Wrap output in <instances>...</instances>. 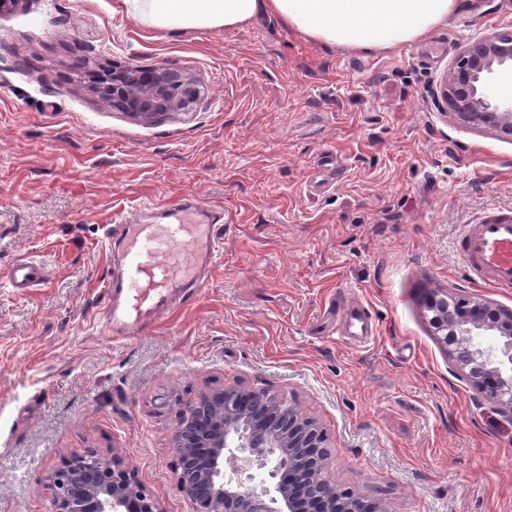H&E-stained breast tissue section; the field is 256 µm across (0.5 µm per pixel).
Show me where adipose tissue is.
<instances>
[{
    "mask_svg": "<svg viewBox=\"0 0 512 512\" xmlns=\"http://www.w3.org/2000/svg\"><path fill=\"white\" fill-rule=\"evenodd\" d=\"M139 24L178 35L233 29L262 17L316 45L378 52L429 37L463 0H125Z\"/></svg>",
    "mask_w": 512,
    "mask_h": 512,
    "instance_id": "adipose-tissue-1",
    "label": "adipose tissue"
}]
</instances>
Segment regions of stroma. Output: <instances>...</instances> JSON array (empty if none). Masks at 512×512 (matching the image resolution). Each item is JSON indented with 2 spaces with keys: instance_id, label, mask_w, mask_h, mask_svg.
Listing matches in <instances>:
<instances>
[{
  "instance_id": "obj_1",
  "label": "stroma",
  "mask_w": 512,
  "mask_h": 512,
  "mask_svg": "<svg viewBox=\"0 0 512 512\" xmlns=\"http://www.w3.org/2000/svg\"><path fill=\"white\" fill-rule=\"evenodd\" d=\"M509 27L512 0H465L425 41L357 53L267 18L158 38L120 0L0 13V271L34 254L50 270L33 295L0 287V512H50L48 474L88 448L165 512H196L171 433L232 379L319 421L332 480L388 512H512V420L424 312L438 288L512 308L454 246L512 207V138L434 99L462 44ZM163 63L198 78L189 111L145 123L90 90L93 70ZM183 192L230 216L221 261L150 334L112 343L89 322L104 227ZM331 300L340 318L365 306L370 347L330 336Z\"/></svg>"
}]
</instances>
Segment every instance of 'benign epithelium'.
I'll list each match as a JSON object with an SVG mask.
<instances>
[{
	"label": "benign epithelium",
	"instance_id": "1",
	"mask_svg": "<svg viewBox=\"0 0 512 512\" xmlns=\"http://www.w3.org/2000/svg\"><path fill=\"white\" fill-rule=\"evenodd\" d=\"M511 78L512 29H504L464 44L440 97L460 121L511 136L512 105L489 92L490 83ZM95 90L105 106L143 121L189 109L200 92L194 75L165 64L104 74ZM427 312L439 341L456 343V366H480L471 383L512 419V402L499 398L512 388V309L463 301L450 311L448 291L439 289ZM474 336L495 337L494 354H485ZM171 441L179 457V485L196 512H386L383 504L338 488L326 472L322 424L262 388L234 381L202 394L179 413ZM268 448L285 459L272 471V490L228 475L229 458L262 468L268 459L262 450ZM48 479L56 489L53 512H164L131 469L95 449L65 459Z\"/></svg>",
	"mask_w": 512,
	"mask_h": 512
}]
</instances>
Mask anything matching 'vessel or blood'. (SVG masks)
<instances>
[{
  "label": "vessel or blood",
  "mask_w": 512,
  "mask_h": 512,
  "mask_svg": "<svg viewBox=\"0 0 512 512\" xmlns=\"http://www.w3.org/2000/svg\"><path fill=\"white\" fill-rule=\"evenodd\" d=\"M224 222L223 209L204 205L190 193L113 214L102 239L110 270L93 317L103 335L117 343L145 334L196 296L222 253ZM455 248L470 280L512 292V210L462 225ZM47 271L43 258L28 256L0 275V282L25 295L46 283Z\"/></svg>",
  "instance_id": "vessel-or-blood-1"
}]
</instances>
